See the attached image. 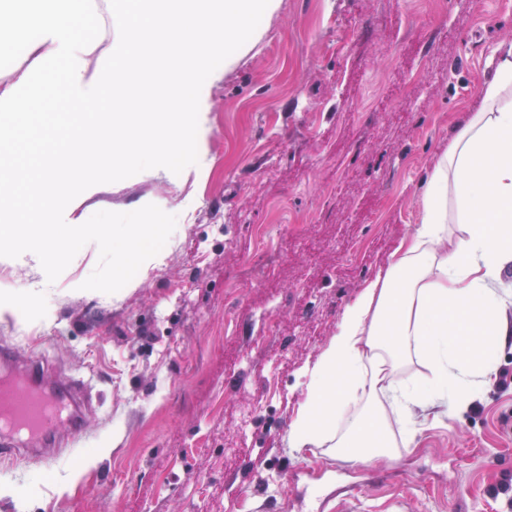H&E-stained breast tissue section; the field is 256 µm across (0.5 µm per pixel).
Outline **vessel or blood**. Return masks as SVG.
Listing matches in <instances>:
<instances>
[{"label":"vessel or blood","instance_id":"vessel-or-blood-1","mask_svg":"<svg viewBox=\"0 0 512 512\" xmlns=\"http://www.w3.org/2000/svg\"><path fill=\"white\" fill-rule=\"evenodd\" d=\"M83 407L77 387L55 380L42 360L0 347V458L40 460L82 446Z\"/></svg>","mask_w":512,"mask_h":512}]
</instances>
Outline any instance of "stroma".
<instances>
[{"mask_svg":"<svg viewBox=\"0 0 512 512\" xmlns=\"http://www.w3.org/2000/svg\"><path fill=\"white\" fill-rule=\"evenodd\" d=\"M210 88L203 177L104 167V236L44 264L0 241V344L83 381L75 454L0 461V512H512V388L417 417L393 458L288 446L305 373L388 266L478 87L512 0H282ZM169 225L161 264L112 275L124 225Z\"/></svg>","mask_w":512,"mask_h":512,"instance_id":"stroma-1","label":"stroma"}]
</instances>
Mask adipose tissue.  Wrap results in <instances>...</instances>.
I'll list each match as a JSON object with an SVG mask.
<instances>
[{
	"mask_svg": "<svg viewBox=\"0 0 512 512\" xmlns=\"http://www.w3.org/2000/svg\"><path fill=\"white\" fill-rule=\"evenodd\" d=\"M281 0H110L111 34L88 31L97 0H0L11 31L0 35V55L30 30L31 65L0 76V143L49 138L66 155L81 182L70 200L67 224L16 220L21 170L0 168V237L21 254L39 256L47 238L59 243L99 239L88 223L83 197L100 187L97 170L109 156L119 171L159 153L170 167L205 173L210 83L232 68L234 49L249 50L262 16ZM492 77L479 87L482 105L470 113L429 171L419 219L395 247L389 265L348 303L314 366L307 393L288 430V445L319 449L325 457L362 464L394 457L399 444L392 423L411 421L415 409L461 410L495 372L497 351L512 337V44L497 49ZM223 56V69L211 68ZM96 115L111 129L112 143L88 154L74 124H36L38 108L57 92ZM136 101L137 111H109L99 97ZM163 111L153 116L149 108ZM163 224H128L114 276L160 259L147 249L167 238ZM418 364L423 383L399 373Z\"/></svg>",
	"mask_w": 512,
	"mask_h": 512,
	"instance_id": "ef3b65f1",
	"label": "adipose tissue"
}]
</instances>
